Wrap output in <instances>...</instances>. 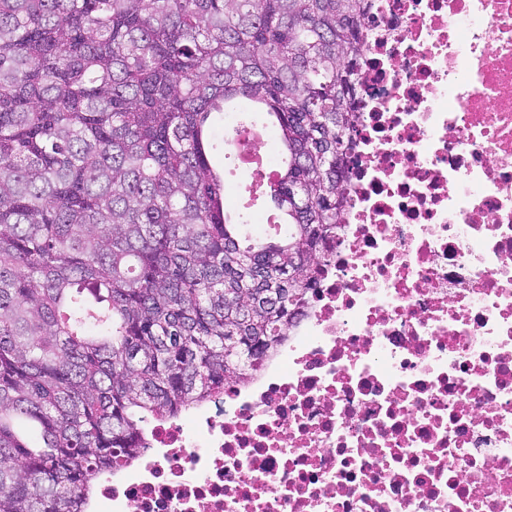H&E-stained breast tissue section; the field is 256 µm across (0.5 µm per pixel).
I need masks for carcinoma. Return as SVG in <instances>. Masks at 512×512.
I'll use <instances>...</instances> for the list:
<instances>
[{
	"label": "carcinoma",
	"mask_w": 512,
	"mask_h": 512,
	"mask_svg": "<svg viewBox=\"0 0 512 512\" xmlns=\"http://www.w3.org/2000/svg\"><path fill=\"white\" fill-rule=\"evenodd\" d=\"M368 4L0 0V512H84L281 342L347 202ZM255 123L263 233L211 162Z\"/></svg>",
	"instance_id": "1"
}]
</instances>
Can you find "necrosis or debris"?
<instances>
[{
    "label": "necrosis or debris",
    "instance_id": "obj_1",
    "mask_svg": "<svg viewBox=\"0 0 512 512\" xmlns=\"http://www.w3.org/2000/svg\"><path fill=\"white\" fill-rule=\"evenodd\" d=\"M362 40L302 314L91 512H512V0H371Z\"/></svg>",
    "mask_w": 512,
    "mask_h": 512
}]
</instances>
